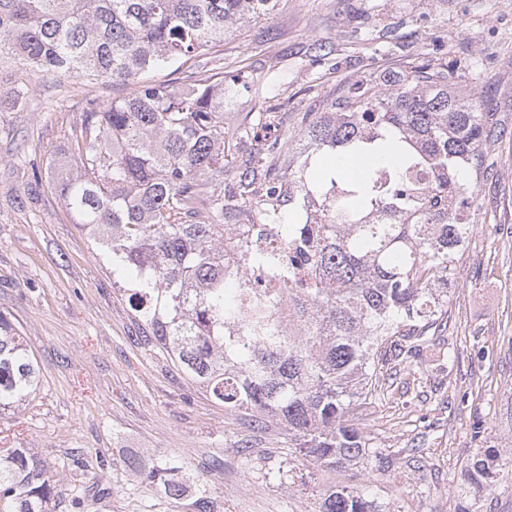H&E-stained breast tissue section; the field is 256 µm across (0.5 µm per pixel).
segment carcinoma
<instances>
[{"instance_id":"cac0c4a2","label":"carcinoma","mask_w":512,"mask_h":512,"mask_svg":"<svg viewBox=\"0 0 512 512\" xmlns=\"http://www.w3.org/2000/svg\"><path fill=\"white\" fill-rule=\"evenodd\" d=\"M274 0H0V69L21 65L58 78L131 86L84 113L70 156L52 172L64 203L109 253L128 289L140 341L167 356L230 413L276 424L288 447L326 468L381 455L354 423L395 370L433 345L448 323V275L473 231L474 187L492 122L455 67L428 60L383 82L341 87L307 112L288 168L267 160L280 142L251 124L224 126V77L184 86L142 76L200 62L234 26L270 13ZM398 147L385 163L368 149ZM328 150L368 159L355 181L321 179ZM234 194L224 196L225 180ZM288 228V251H252L238 272L224 250L241 208ZM280 277L272 291L250 277ZM296 316L278 329L283 299ZM38 366L0 313V419L35 391ZM497 449L466 465L470 490L497 481ZM181 467L141 474L180 496ZM53 475L27 448H0V512H50ZM318 512H379L362 491L334 487Z\"/></svg>"}]
</instances>
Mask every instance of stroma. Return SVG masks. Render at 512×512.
Wrapping results in <instances>:
<instances>
[{"mask_svg":"<svg viewBox=\"0 0 512 512\" xmlns=\"http://www.w3.org/2000/svg\"><path fill=\"white\" fill-rule=\"evenodd\" d=\"M326 50L316 60V47ZM466 71L492 113L486 163L475 187L474 226L448 290V329L436 350L401 369L359 422L381 441L380 460L347 469L303 464L278 426L254 430L226 412L158 351L137 340L126 282L75 224L44 173L82 114L129 93L106 80L42 77L14 67L0 91L25 84L22 109L0 106V312L39 367V385L0 419V448H28L56 473L53 512H74L77 492L107 489L83 512H315L335 486L367 492L382 512H512V474L463 498L466 463L486 445L512 464V0H277L270 15L237 26L207 60L224 73V121H253L276 77L281 121L259 138L288 139L306 110L345 82L433 57ZM245 73L250 87L233 84ZM251 454H242L243 442ZM182 467L172 497L129 468ZM426 474H419L420 462Z\"/></svg>","mask_w":512,"mask_h":512,"instance_id":"stroma-1","label":"stroma"}]
</instances>
